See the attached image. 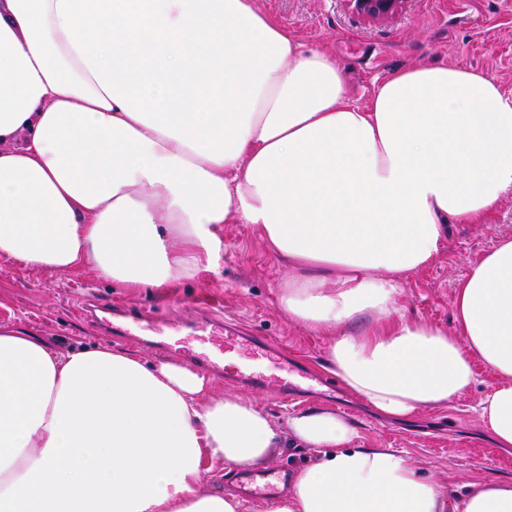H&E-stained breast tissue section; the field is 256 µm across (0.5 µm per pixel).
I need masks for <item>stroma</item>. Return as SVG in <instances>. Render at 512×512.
Listing matches in <instances>:
<instances>
[{"label":"stroma","instance_id":"obj_1","mask_svg":"<svg viewBox=\"0 0 512 512\" xmlns=\"http://www.w3.org/2000/svg\"><path fill=\"white\" fill-rule=\"evenodd\" d=\"M256 5L303 43L333 54L347 75V96L354 105L368 106L376 83L414 64L481 70L512 98V0H410L402 14L375 23L351 14L342 0H256ZM504 237H512V192L503 196L486 223L451 225L435 260L404 275L398 305L405 316L452 327L457 285ZM287 273L250 224L225 225L217 271L170 288L132 291L90 271L51 273L0 262V323L17 324L62 350L108 346L135 351L151 363L180 362L185 347L175 339L160 345L147 336L118 339L104 334L76 310V294L89 292L108 302L153 309L158 321L180 325L186 337L211 309L223 321V335L264 336L290 358L324 374L325 336L289 319L277 303ZM475 371L477 380L469 392L406 423L383 420L343 387L323 395L301 393L287 401L268 389L239 384L230 360L212 380L216 393L234 391L250 398L282 428L294 413L332 408L353 422L354 447L401 451L423 476L453 484L461 492L483 476L512 478V447H498L474 412L497 378L480 364Z\"/></svg>","mask_w":512,"mask_h":512}]
</instances>
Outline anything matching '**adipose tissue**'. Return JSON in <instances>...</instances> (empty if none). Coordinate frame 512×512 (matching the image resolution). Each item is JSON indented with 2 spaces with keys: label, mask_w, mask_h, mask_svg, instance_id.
Wrapping results in <instances>:
<instances>
[{
  "label": "adipose tissue",
  "mask_w": 512,
  "mask_h": 512,
  "mask_svg": "<svg viewBox=\"0 0 512 512\" xmlns=\"http://www.w3.org/2000/svg\"><path fill=\"white\" fill-rule=\"evenodd\" d=\"M327 50L255 0H0V260L131 289L216 271L255 225L278 304L381 417L476 413L512 447V239L475 264L454 325L406 318L401 279L512 192V99L455 65L396 70L352 104ZM367 317L356 333L352 324ZM327 407L288 419L205 374L0 325V512H241L202 484L291 445L316 457L265 512H512V479L462 496Z\"/></svg>",
  "instance_id": "obj_1"
}]
</instances>
